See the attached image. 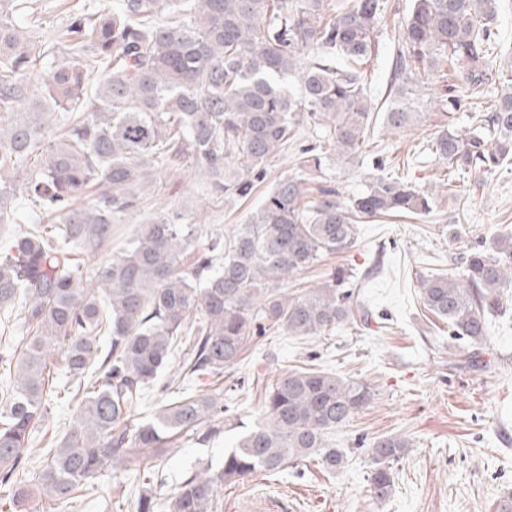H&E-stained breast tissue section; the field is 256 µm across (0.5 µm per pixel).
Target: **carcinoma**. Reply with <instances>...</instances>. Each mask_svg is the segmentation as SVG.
Instances as JSON below:
<instances>
[{
    "mask_svg": "<svg viewBox=\"0 0 512 512\" xmlns=\"http://www.w3.org/2000/svg\"><path fill=\"white\" fill-rule=\"evenodd\" d=\"M0 13V223H17L22 197L53 217L29 224L0 250V339L21 306L30 339L0 350V504L16 502L36 478L52 512H65L97 473L126 471L175 447L224 432V395L171 392L159 373L182 351V374L224 376L245 343L270 330L311 339L347 323L369 325L359 288L367 274L339 266L313 288L288 283L357 245L358 226L399 214L428 215L433 198L385 171L340 200L324 184L330 166L355 162L382 125L401 133L420 121L428 72L453 64L459 92L498 84L473 124L450 122L422 146L448 174L479 182L512 161V64L493 66L509 48L496 30L497 0H411L384 111L365 92L361 63L375 48L387 0H70L66 23L47 27L63 0H8ZM47 67L43 88L28 78ZM96 74L94 99L84 96ZM28 107L18 110L22 102ZM302 145L301 177L274 184L248 220L207 248L193 230L159 212L138 225L131 244L88 278L72 250L112 245L116 224L153 200L158 170L184 158L227 204L250 197L274 155ZM317 184L307 199L309 183ZM458 271L423 276V305L462 342L457 366L479 367L487 316L507 309L512 234L449 257ZM111 337L99 352L97 337ZM65 347L78 413L70 430L42 451L31 473V434L58 396L47 349ZM158 399L140 420L149 389ZM374 397L362 380L308 365L265 389L254 425L222 465L184 476L164 504L142 489L129 512H214L218 490L257 471L277 473L311 457L335 470L346 452L336 431ZM412 448L403 437L373 441L375 498L390 497L394 464Z\"/></svg>",
    "mask_w": 512,
    "mask_h": 512,
    "instance_id": "carcinoma-1",
    "label": "carcinoma"
}]
</instances>
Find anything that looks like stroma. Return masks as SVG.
I'll return each instance as SVG.
<instances>
[{
	"mask_svg": "<svg viewBox=\"0 0 512 512\" xmlns=\"http://www.w3.org/2000/svg\"><path fill=\"white\" fill-rule=\"evenodd\" d=\"M409 4L388 0L376 49L361 66L374 104L385 101L398 48L394 16ZM458 81L448 65H440L430 77L420 122L374 142L370 156L327 172L345 199L363 188L377 157L390 170L403 171L416 187L439 190L430 215L360 225L356 247L324 259L291 283L295 289L314 286L339 265L369 270L362 298L377 322L367 331L346 324L308 340L270 332L248 342L238 365L224 377L227 410L221 436L206 443L184 439L157 459L165 480L157 489L160 500H167L188 472L222 463L225 451L253 425L274 377L313 361L367 381L374 390L371 403L336 434L337 447L348 451L344 468L328 471L313 457L277 474L253 473L224 484L216 512H253L262 496L285 503L287 512H498L500 501L512 495V309L487 318L485 368L454 370L448 366V326L424 309L418 292L420 277L447 268L452 253L512 231V165L478 184L457 179L450 191L441 187V163L429 159L402 166L448 122L468 126L481 112L479 94L465 97L451 111L439 106ZM294 156L289 149L272 157L252 196L231 205L213 201L206 183L186 166L159 173V194L180 223L193 225L201 250L212 234L245 223L279 178L299 176ZM382 436L408 438L412 449L394 467L391 496L380 502L370 491L368 448ZM141 485V475L102 472L86 482L71 512H107L106 503L124 502Z\"/></svg>",
	"mask_w": 512,
	"mask_h": 512,
	"instance_id": "obj_1",
	"label": "stroma"
}]
</instances>
